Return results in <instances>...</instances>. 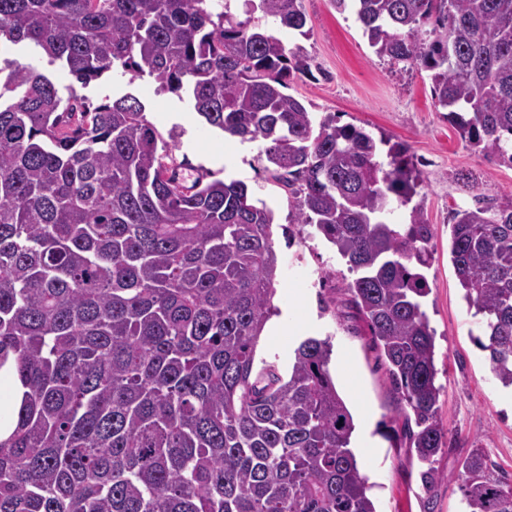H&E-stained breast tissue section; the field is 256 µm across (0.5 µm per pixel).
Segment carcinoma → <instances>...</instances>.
Here are the masks:
<instances>
[{
    "instance_id": "1",
    "label": "carcinoma",
    "mask_w": 512,
    "mask_h": 512,
    "mask_svg": "<svg viewBox=\"0 0 512 512\" xmlns=\"http://www.w3.org/2000/svg\"><path fill=\"white\" fill-rule=\"evenodd\" d=\"M354 2L377 56L429 73L471 148L512 167V0ZM0 0V46L34 45L82 86L148 76L211 127L262 140L272 177L357 277L349 302L385 358L431 494L447 447L435 338L421 299L433 238L394 149L285 92L310 71L262 26L306 35L300 0ZM0 92V364L23 387L0 441V512H376L351 450L330 343L288 376L255 367L279 278L273 211L237 180L188 179L133 95L95 107L4 61ZM12 93L3 100L4 92ZM450 257L484 317L491 371L512 386V201L457 210ZM416 429H411V426ZM468 512H512L482 448L461 463Z\"/></svg>"
}]
</instances>
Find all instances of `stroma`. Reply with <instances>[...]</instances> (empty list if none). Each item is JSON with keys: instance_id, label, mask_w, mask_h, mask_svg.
<instances>
[{"instance_id": "35a3bbf8", "label": "stroma", "mask_w": 512, "mask_h": 512, "mask_svg": "<svg viewBox=\"0 0 512 512\" xmlns=\"http://www.w3.org/2000/svg\"><path fill=\"white\" fill-rule=\"evenodd\" d=\"M301 8L307 35L272 28L288 47H301L310 59V74L292 77L289 94L316 117L335 116L338 124L365 127L374 138L400 146L420 174L418 199L434 232L432 263L425 271L431 291L424 309L436 333L439 418L448 441L436 465L449 480L433 495L421 487L422 466L409 448L400 397L367 326L352 316L344 288L353 275L324 239L296 223L292 202L267 170L264 142L245 145L210 127L187 98L158 92L147 77L106 75L82 94L96 105L136 95L148 120L168 138L176 161L188 164L189 174L241 181L254 200L272 209L281 267L273 304L279 318L295 320L303 337L330 340V370L345 358L354 366L351 381L339 378L335 384L356 431H368L374 441L364 448L355 439L351 448L376 512H464L456 477L470 448H484L499 473L512 475V403L503 401L488 354L474 342L484 326L462 298L450 259L449 222L454 211L475 207L478 201L512 199V168L462 141L443 110L435 107L427 72L379 58L352 11H337L330 0H301ZM295 289L305 294L306 303L291 300Z\"/></svg>"}]
</instances>
